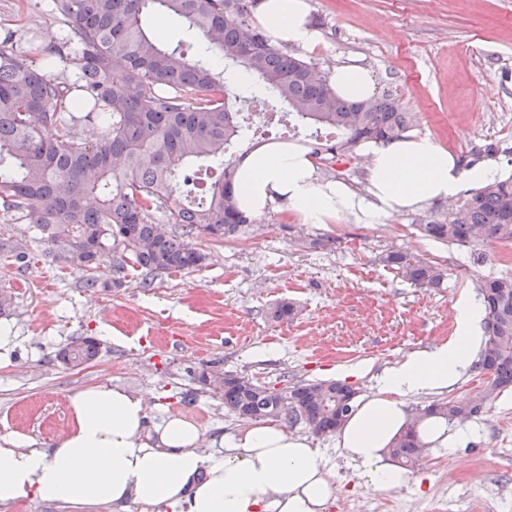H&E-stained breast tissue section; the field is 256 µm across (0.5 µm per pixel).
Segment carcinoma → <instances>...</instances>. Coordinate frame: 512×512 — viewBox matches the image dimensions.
<instances>
[{"label":"carcinoma","instance_id":"cac0c4a2","mask_svg":"<svg viewBox=\"0 0 512 512\" xmlns=\"http://www.w3.org/2000/svg\"><path fill=\"white\" fill-rule=\"evenodd\" d=\"M255 2L55 0L70 35L46 46L43 67L26 64L11 37L0 42V210L34 228L60 268L81 273V287L119 288L130 267L149 274L193 271L207 261L197 239L257 233V218L237 207V161L224 159V152L252 142L264 127L281 126L288 139L304 142L310 155L328 163L412 127L414 116L396 95L343 100L326 75L312 76L315 65L270 44L253 25ZM148 12L183 20L223 65L164 45L143 26ZM70 44L77 72L74 80L61 81L46 68L60 46ZM227 71L256 79L262 110L253 108L257 95L228 88ZM87 125L97 127L96 140L83 138ZM418 230L475 250L512 243V178L468 191ZM293 243L309 251L323 240L299 231ZM105 248L114 254L110 282L96 274ZM0 253L27 263L26 237L0 238ZM379 261L418 288H439L446 277L433 262L398 249ZM478 294L486 307L480 366L492 380L475 394L430 404L422 416L469 422L512 386V277L483 279ZM294 316L286 301L269 311L275 322ZM98 354L96 339L78 336L56 359L79 367ZM191 374L236 418L273 416L318 437L336 433L355 404L351 389L332 380L277 390L233 371L206 367ZM423 451L410 429L390 454L412 467Z\"/></svg>","mask_w":512,"mask_h":512}]
</instances>
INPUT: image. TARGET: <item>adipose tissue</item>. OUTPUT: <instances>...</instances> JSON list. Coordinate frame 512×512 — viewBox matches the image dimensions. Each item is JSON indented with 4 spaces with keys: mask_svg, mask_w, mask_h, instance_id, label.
Here are the masks:
<instances>
[{
    "mask_svg": "<svg viewBox=\"0 0 512 512\" xmlns=\"http://www.w3.org/2000/svg\"><path fill=\"white\" fill-rule=\"evenodd\" d=\"M310 11L308 0H259L255 17L273 45L310 54L321 42ZM329 81L348 100L375 91L369 70L358 64L334 65ZM364 151L367 185L359 194L342 181L323 180L306 149L262 145L238 165L237 206L256 216L281 210L305 224L342 216L376 224L456 198L464 185L483 186L501 174L493 163L462 168L426 135L407 134ZM485 317L480 301L461 297L454 335L383 369L374 395L357 403L338 429V447L373 490L406 483L389 450L407 425L422 444L452 453L474 442L473 429L451 428L444 417L411 421L406 400L443 392L463 378L484 344ZM69 411V429L54 448L35 447L22 433L0 438V504L31 498L71 512H100L132 500L144 512H328L336 499L326 458L308 437L279 422L240 427L225 437L222 452L205 454L197 424L171 416L147 431L143 399L117 387L79 390L69 397Z\"/></svg>",
    "mask_w": 512,
    "mask_h": 512,
    "instance_id": "ef3b65f1",
    "label": "adipose tissue"
}]
</instances>
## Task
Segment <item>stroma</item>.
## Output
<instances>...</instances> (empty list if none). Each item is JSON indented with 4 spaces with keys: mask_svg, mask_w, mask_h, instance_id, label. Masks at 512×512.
Instances as JSON below:
<instances>
[{
    "mask_svg": "<svg viewBox=\"0 0 512 512\" xmlns=\"http://www.w3.org/2000/svg\"><path fill=\"white\" fill-rule=\"evenodd\" d=\"M54 0H0V38L24 39L32 28L62 36ZM323 46L311 61L326 70L346 59L369 69L377 93L398 95L416 116L414 133L453 152L462 167L498 164L512 176V0H310ZM437 202L357 224L339 218L306 225L323 248L297 250L284 213L262 217L264 230L223 243L202 242L209 259L192 272L152 276L130 271L122 287L89 293L78 272L56 266L35 230L0 221L2 234H26L31 262L19 268L0 255V288L14 289L6 322L16 336L0 349V436L21 432L47 448L71 423L68 397L92 386L120 387L150 397L148 426L167 415L197 423L204 453L220 451L237 418L221 399L193 403L189 370L207 365L248 375L268 386L336 380L359 397L406 353L453 336L456 303L476 295L484 278L512 277V244L481 251L422 237L417 223L446 211ZM397 248L424 256L446 272L439 288H418L384 267ZM295 305L291 321L270 308ZM99 340L85 369L56 355L73 337ZM477 441L462 452L426 448L401 488H368L359 469L317 437L340 493L333 512H512V388L477 422Z\"/></svg>",
    "mask_w": 512,
    "mask_h": 512,
    "instance_id": "1",
    "label": "stroma"
}]
</instances>
